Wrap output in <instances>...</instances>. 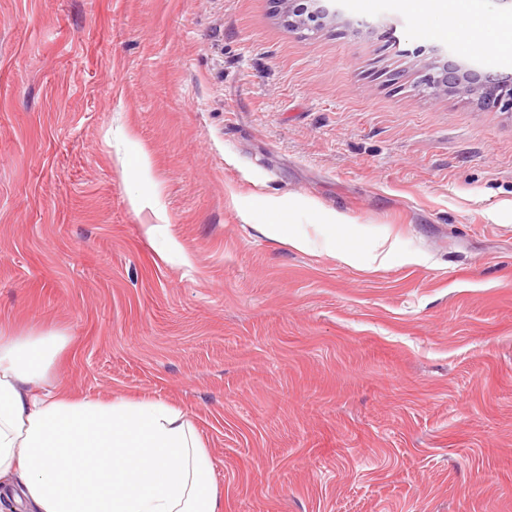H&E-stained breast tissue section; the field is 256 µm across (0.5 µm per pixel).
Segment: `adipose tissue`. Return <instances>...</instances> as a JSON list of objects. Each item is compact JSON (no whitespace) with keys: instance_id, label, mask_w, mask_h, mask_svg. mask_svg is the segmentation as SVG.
Returning a JSON list of instances; mask_svg holds the SVG:
<instances>
[{"instance_id":"obj_1","label":"adipose tissue","mask_w":512,"mask_h":512,"mask_svg":"<svg viewBox=\"0 0 512 512\" xmlns=\"http://www.w3.org/2000/svg\"><path fill=\"white\" fill-rule=\"evenodd\" d=\"M486 49L512 46V18L478 0H398ZM70 339L0 322V507L25 512H224L205 441L160 399L78 397L48 378Z\"/></svg>"}]
</instances>
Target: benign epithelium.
I'll return each instance as SVG.
<instances>
[{"mask_svg":"<svg viewBox=\"0 0 512 512\" xmlns=\"http://www.w3.org/2000/svg\"><path fill=\"white\" fill-rule=\"evenodd\" d=\"M283 17L296 29H324L337 23L332 0H277ZM418 85L436 97L454 93L485 108L512 112V76L463 65L451 58H436L422 71Z\"/></svg>","mask_w":512,"mask_h":512,"instance_id":"7a95c632","label":"benign epithelium"}]
</instances>
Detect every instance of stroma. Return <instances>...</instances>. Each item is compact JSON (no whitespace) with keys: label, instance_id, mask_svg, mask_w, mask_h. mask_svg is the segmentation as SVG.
<instances>
[{"label":"stroma","instance_id":"1","mask_svg":"<svg viewBox=\"0 0 512 512\" xmlns=\"http://www.w3.org/2000/svg\"><path fill=\"white\" fill-rule=\"evenodd\" d=\"M336 7L0 0V320L72 336V393L184 408L224 512H512V112L416 87L512 48ZM284 6L283 17L296 29H324L335 26L337 11L332 0H275ZM323 226L329 234L330 245L335 247V255L337 243L338 258L345 263L353 262L361 250L363 241L356 225L345 224L341 217L334 215Z\"/></svg>","mask_w":512,"mask_h":512}]
</instances>
